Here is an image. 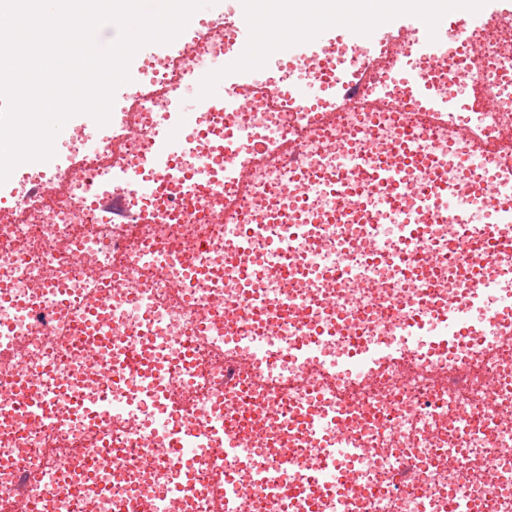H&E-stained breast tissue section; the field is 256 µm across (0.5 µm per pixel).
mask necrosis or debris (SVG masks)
<instances>
[{"label":"necrosis or debris","mask_w":512,"mask_h":512,"mask_svg":"<svg viewBox=\"0 0 512 512\" xmlns=\"http://www.w3.org/2000/svg\"><path fill=\"white\" fill-rule=\"evenodd\" d=\"M237 15L205 21L188 49L146 64L129 112L98 128L99 148L74 144L59 168L21 164L0 193V512H224V476L248 492L241 512H512V255L476 288L483 227L462 229L422 194L455 178L448 143L476 127L512 159V22L465 38L475 72L443 77L440 93L498 111L423 123L410 99L332 121L280 98L277 71L253 110L220 106L176 121L174 98L198 59H220ZM229 132L223 164L202 149L145 169L164 131ZM289 141L252 159L249 143ZM413 152L420 190L408 206L362 180L397 141ZM168 190L156 207L127 173ZM290 267L283 277L281 267ZM478 296L461 316L469 336L435 315ZM418 316L420 335L408 332ZM112 342H105V331ZM42 405L18 420V390ZM110 413L97 414L101 401ZM273 404L222 453L225 417ZM344 417L335 433L330 424ZM197 429L193 487L173 463L179 421ZM355 449L343 486L305 491L337 441Z\"/></svg>","instance_id":"4bbe7bcc"}]
</instances>
